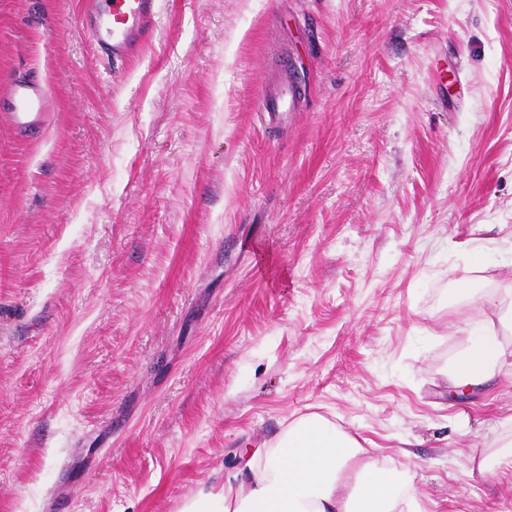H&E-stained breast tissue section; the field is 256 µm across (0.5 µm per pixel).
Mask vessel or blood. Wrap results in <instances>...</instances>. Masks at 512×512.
Listing matches in <instances>:
<instances>
[{"label": "vessel or blood", "instance_id": "b4317fda", "mask_svg": "<svg viewBox=\"0 0 512 512\" xmlns=\"http://www.w3.org/2000/svg\"><path fill=\"white\" fill-rule=\"evenodd\" d=\"M158 0H82L83 25L97 51L115 60L136 54L150 44L156 32ZM294 89L282 81L265 89L258 110L276 119L294 108ZM55 100L48 84L35 75L15 79L0 110L24 138L44 129Z\"/></svg>", "mask_w": 512, "mask_h": 512}]
</instances>
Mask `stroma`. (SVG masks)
Segmentation results:
<instances>
[{
    "label": "stroma",
    "instance_id": "stroma-1",
    "mask_svg": "<svg viewBox=\"0 0 512 512\" xmlns=\"http://www.w3.org/2000/svg\"><path fill=\"white\" fill-rule=\"evenodd\" d=\"M80 5L0 0L56 97L0 121V512H182L312 415L397 512H512V370L453 378L512 306V0H159L117 64ZM294 104L293 86L288 81H281L265 89L259 102L258 112L273 120L283 116L284 112L293 110Z\"/></svg>",
    "mask_w": 512,
    "mask_h": 512
}]
</instances>
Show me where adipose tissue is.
<instances>
[{
	"label": "adipose tissue",
	"mask_w": 512,
	"mask_h": 512,
	"mask_svg": "<svg viewBox=\"0 0 512 512\" xmlns=\"http://www.w3.org/2000/svg\"><path fill=\"white\" fill-rule=\"evenodd\" d=\"M512 330V308L498 326L480 325L473 344L456 362L458 386H477L504 363L499 329ZM360 452L358 443L319 417L300 420L269 451L255 450L239 482L200 490L184 512H394L409 481L372 464L350 485L345 469Z\"/></svg>",
	"instance_id": "adipose-tissue-1"
}]
</instances>
